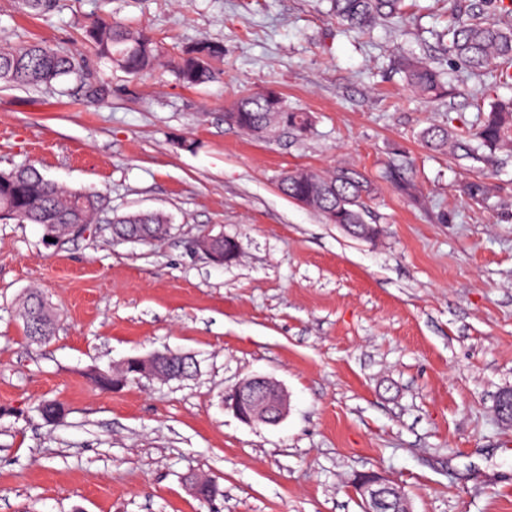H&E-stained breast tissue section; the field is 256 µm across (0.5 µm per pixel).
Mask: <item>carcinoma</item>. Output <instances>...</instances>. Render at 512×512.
<instances>
[{"label": "carcinoma", "mask_w": 512, "mask_h": 512, "mask_svg": "<svg viewBox=\"0 0 512 512\" xmlns=\"http://www.w3.org/2000/svg\"><path fill=\"white\" fill-rule=\"evenodd\" d=\"M477 12L460 9L457 0H448L451 24L446 52L477 76L488 75L495 82L509 83L512 73L502 67L512 63V0H482ZM336 21L349 31L363 32L377 24L403 17V0H330ZM84 39L96 55L134 77L154 70L158 53L153 40L141 31L127 29L106 19L86 27ZM224 60V44L201 39L180 50L175 61L179 81L194 87L220 79L223 71L216 64ZM83 71L80 60L43 42L23 45L0 44V82L20 86H49L56 80ZM404 73L411 90L427 98L439 97L444 85L439 72L430 64L411 60ZM226 115L236 127L256 136H269L290 130L304 135L310 128L308 117L288 110L274 91L240 96L233 100ZM426 142L451 145L454 151L476 160L479 151L512 149V97L496 100L486 122L473 134L461 139L446 129L430 128ZM279 186L291 199L311 197L314 211L330 224H364L367 199L372 187L359 172L339 168L325 175L312 170L282 174ZM104 210V199L94 192L68 190L45 179L33 166L9 172L0 171V221L40 224L53 239L71 235L74 224H90ZM169 219L161 213H139L112 220V232L126 241L158 242L167 233ZM25 331L34 343L47 341L54 333L55 320L40 295L33 293L23 307ZM196 371L194 360L184 354L165 352L155 376L162 380L190 377ZM44 421L53 425L63 417V406L53 400L39 407Z\"/></svg>", "instance_id": "obj_1"}]
</instances>
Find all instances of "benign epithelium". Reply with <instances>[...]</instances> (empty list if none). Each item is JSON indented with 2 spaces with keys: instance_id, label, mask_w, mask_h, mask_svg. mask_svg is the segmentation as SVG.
I'll return each instance as SVG.
<instances>
[{
  "instance_id": "obj_1",
  "label": "benign epithelium",
  "mask_w": 512,
  "mask_h": 512,
  "mask_svg": "<svg viewBox=\"0 0 512 512\" xmlns=\"http://www.w3.org/2000/svg\"><path fill=\"white\" fill-rule=\"evenodd\" d=\"M157 355L132 357L122 364L143 376L155 371ZM224 408L246 424L273 425L288 413V395L274 380L264 376L250 377L224 393ZM497 419L512 426V389H504L495 399ZM353 488L360 496L364 512H412L409 498L403 496L396 485L374 472H364L353 479Z\"/></svg>"
}]
</instances>
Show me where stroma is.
<instances>
[{
    "label": "stroma",
    "instance_id": "1",
    "mask_svg": "<svg viewBox=\"0 0 512 512\" xmlns=\"http://www.w3.org/2000/svg\"><path fill=\"white\" fill-rule=\"evenodd\" d=\"M400 28L355 35L327 0H56L28 16L0 0V43L43 41L84 61L91 98L66 77L0 84V170L105 199L100 223L61 242L0 222V512H362L351 481L404 486L413 512H512V427L493 410L512 387V153L482 161L428 147L424 131L474 130L496 98L425 100L398 61L467 78L436 34L446 0H408ZM102 17L159 46L152 76L98 60L81 38ZM224 43L219 81L184 87L167 62L185 43ZM274 90L307 113L303 136L248 135L224 119L237 95ZM352 168L372 183L370 241L284 195L292 169ZM484 182L487 195L463 187ZM168 214L155 244L111 220ZM235 237L215 264L197 240ZM38 289L56 318L29 342ZM192 356L183 381L99 390L130 357ZM261 375L289 395L276 425H249L224 393ZM64 404L45 423L40 401ZM214 481L200 503L185 478ZM25 331L34 343L46 342L54 333L55 320L43 299L32 293L23 307Z\"/></svg>",
    "mask_w": 512,
    "mask_h": 512
}]
</instances>
